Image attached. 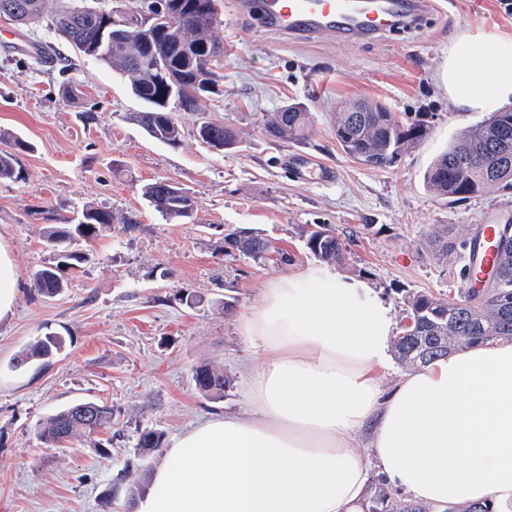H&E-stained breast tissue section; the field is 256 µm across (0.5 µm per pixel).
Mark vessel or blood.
<instances>
[{
	"label": "vessel or blood",
	"instance_id": "1",
	"mask_svg": "<svg viewBox=\"0 0 512 512\" xmlns=\"http://www.w3.org/2000/svg\"><path fill=\"white\" fill-rule=\"evenodd\" d=\"M434 0H235L239 15H257L295 40L326 34L362 39L389 32L402 18L434 9Z\"/></svg>",
	"mask_w": 512,
	"mask_h": 512
}]
</instances>
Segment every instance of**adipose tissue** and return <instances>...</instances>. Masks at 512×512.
Instances as JSON below:
<instances>
[{"mask_svg":"<svg viewBox=\"0 0 512 512\" xmlns=\"http://www.w3.org/2000/svg\"><path fill=\"white\" fill-rule=\"evenodd\" d=\"M442 78L460 111L512 106V36L464 33ZM239 329L260 359L250 416H212L174 437L135 512H363L374 472L435 512H512V340L383 386L391 311L330 266L271 281Z\"/></svg>","mask_w":512,"mask_h":512,"instance_id":"ef3b65f1","label":"adipose tissue"}]
</instances>
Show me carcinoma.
<instances>
[{
	"mask_svg": "<svg viewBox=\"0 0 512 512\" xmlns=\"http://www.w3.org/2000/svg\"><path fill=\"white\" fill-rule=\"evenodd\" d=\"M23 10L17 22L36 24L43 20L45 0H18ZM154 4L162 15L174 22L151 32L146 41L138 34L124 35L120 6L79 14V7L64 9L50 23L62 38L83 56L112 66L126 80L132 95L144 104L135 113L146 133L168 145L181 141L176 112H201L203 102L221 95L224 80V45L213 35L217 21L218 0H130L132 6ZM115 19L104 26L103 12ZM312 113L302 102L283 106L267 126V134L279 140L303 138ZM336 142L345 154L374 168L393 165L401 154L422 142L429 126L417 119L407 123L395 120L381 104H352L336 113ZM206 144L216 140L226 148L237 142L236 131L229 125L204 122L198 128ZM0 141L9 149L0 150V180L22 181L24 173L20 154L30 144L20 135L0 130ZM424 184L435 195L451 202H462L481 195L490 187L512 190V111L497 112L485 122L455 138L448 150L438 155L424 174ZM142 197L172 224L192 218L193 198L185 191L169 197L161 191L160 181L141 188ZM115 220L111 211L86 206L76 224H50L44 234L52 258L33 274L34 286L44 295H54L67 286L65 275L83 265L87 258L76 248L77 242L97 236ZM478 232H469L456 244L437 231L428 234L440 258L453 257L461 264L460 276L466 278L465 248L477 240ZM306 247L326 263H342L348 245L329 224H317L306 230ZM497 259L489 288L475 293L462 288L458 297H441L428 291L412 292L404 297V326L394 337L397 361L409 367L427 364L449 352L499 337L512 338V241L497 238ZM269 243L251 231L234 229L224 235V254L232 258L261 263L268 259ZM63 349L60 336L48 334L22 352L17 362L46 360ZM194 381L200 393L221 397L227 384L218 369L202 365L195 370ZM90 408L91 417L81 414ZM112 423V408L94 402H80L50 416L41 429V437L53 444L94 434ZM164 433L147 429L140 433L137 446L147 455L163 447ZM366 512H431V508L403 499L398 493L374 488Z\"/></svg>",
	"mask_w": 512,
	"mask_h": 512,
	"instance_id": "obj_1",
	"label": "carcinoma"
}]
</instances>
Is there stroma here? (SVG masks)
Wrapping results in <instances>:
<instances>
[{
  "label": "stroma",
  "instance_id": "obj_1",
  "mask_svg": "<svg viewBox=\"0 0 512 512\" xmlns=\"http://www.w3.org/2000/svg\"><path fill=\"white\" fill-rule=\"evenodd\" d=\"M476 30L512 34V17L497 0H437L408 30L298 41L281 39L255 16L227 18L214 29L229 41L224 93L205 111L179 113L183 134L172 147L133 120L143 105L110 66L76 54L47 22L0 18V129L32 145L21 156L24 180L0 181V240L18 270L14 314L0 321V512H99L113 487L112 512H132L131 485H147L163 458L141 460V430L170 438L211 414H249L244 391L254 355L238 320L260 305L271 280L314 264L305 245L310 225L329 224L349 238L340 273L365 279L394 318L408 293L456 296L460 265L433 254L428 232L459 234L512 217V191L450 202L423 183L432 160L481 122L458 111L436 78L449 44ZM43 42L54 43L66 64L39 62L35 47ZM65 83L80 88L78 100L62 98ZM358 100L381 101L400 119L428 116L430 133L391 166L358 164L333 130L335 112ZM293 101L313 116L306 138L268 137L273 112ZM205 120L233 125L235 147L203 143L197 127ZM156 179L194 198L192 221L167 223L148 206L141 188ZM88 205L138 223L81 241L83 268L60 294L42 295L32 275L51 258L46 225L76 219ZM234 228L287 251L290 264L225 256L224 232ZM49 333L62 337L61 353L16 366ZM203 364L228 378L223 397L198 392L194 371ZM79 400L110 406L111 427L44 443L46 419ZM99 443L108 457L96 452ZM124 469L129 477L117 481Z\"/></svg>",
  "mask_w": 512,
  "mask_h": 512
}]
</instances>
